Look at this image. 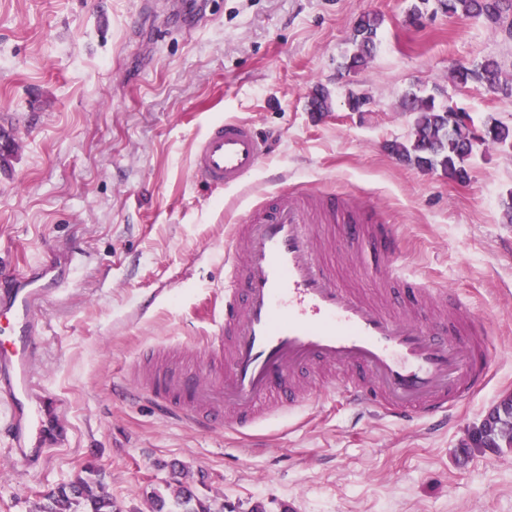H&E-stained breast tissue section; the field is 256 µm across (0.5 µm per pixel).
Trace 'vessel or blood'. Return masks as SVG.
<instances>
[{
  "label": "vessel or blood",
  "instance_id": "obj_1",
  "mask_svg": "<svg viewBox=\"0 0 512 512\" xmlns=\"http://www.w3.org/2000/svg\"><path fill=\"white\" fill-rule=\"evenodd\" d=\"M270 143L250 124L210 126L193 172L205 183L239 187L261 166ZM343 218L347 251L371 235L380 275L396 283L386 302L338 281L319 225ZM393 225L348 198L282 190L250 208L224 246V311L204 354L174 368L153 365L128 381L168 414L211 430L232 421L249 431L271 411L309 401L298 376L342 369L333 385L357 412L398 423L447 418L487 378V330L472 308L393 259ZM73 257L55 249L23 273L0 269V414L16 461L37 468L64 447L69 429L57 400L32 375L42 325L37 311L68 277Z\"/></svg>",
  "mask_w": 512,
  "mask_h": 512
}]
</instances>
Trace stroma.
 Wrapping results in <instances>:
<instances>
[{
    "instance_id": "35a3bbf8",
    "label": "stroma",
    "mask_w": 512,
    "mask_h": 512,
    "mask_svg": "<svg viewBox=\"0 0 512 512\" xmlns=\"http://www.w3.org/2000/svg\"><path fill=\"white\" fill-rule=\"evenodd\" d=\"M166 0H0V265L23 272L56 247L76 256L40 316L36 381L70 429L25 472L0 419V512H35L93 468L117 512H149L153 490L191 487L234 512H512V448L465 452L471 428L512 393V149L480 148L466 186L390 154L413 117V87H441L475 121L512 125V103L455 64L498 59L512 83V37L477 18L426 16L416 0H207L187 26ZM380 15L367 65L346 72L355 21ZM331 109L310 111L316 86ZM369 97L349 111L348 92ZM252 122L272 141L238 189L200 184L208 126ZM346 196L396 227L395 261L455 291L489 330L485 386L444 426L356 416L308 376L312 401L252 433H208L149 397L113 392L159 348L201 351L224 307V242L245 211L281 188ZM370 292L379 258L337 260Z\"/></svg>"
}]
</instances>
